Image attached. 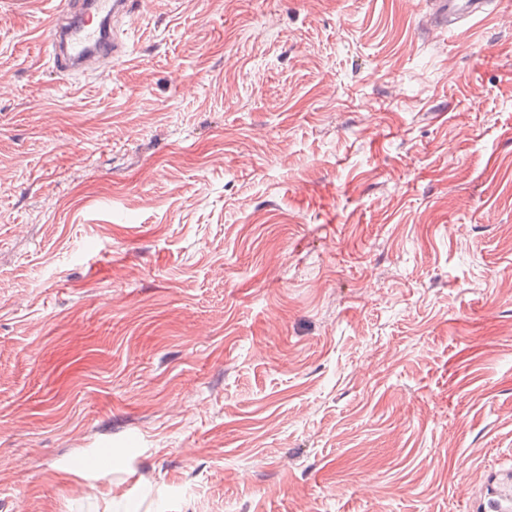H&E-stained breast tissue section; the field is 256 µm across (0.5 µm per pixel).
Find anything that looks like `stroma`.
<instances>
[{
    "label": "stroma",
    "instance_id": "obj_1",
    "mask_svg": "<svg viewBox=\"0 0 512 512\" xmlns=\"http://www.w3.org/2000/svg\"><path fill=\"white\" fill-rule=\"evenodd\" d=\"M0 0V512H468L512 465V0H140L56 79ZM441 19L448 22V30L456 28L466 20L486 12L488 0H443Z\"/></svg>",
    "mask_w": 512,
    "mask_h": 512
}]
</instances>
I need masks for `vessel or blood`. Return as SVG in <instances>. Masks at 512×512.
Wrapping results in <instances>:
<instances>
[{"label":"vessel or blood","instance_id":"vessel-or-blood-1","mask_svg":"<svg viewBox=\"0 0 512 512\" xmlns=\"http://www.w3.org/2000/svg\"><path fill=\"white\" fill-rule=\"evenodd\" d=\"M488 0H443L441 18L449 28L485 13ZM137 7L136 0H61L40 35L52 71L66 76L81 71L110 72L113 61L124 55V45L111 29L113 19L125 18ZM480 512H512V471L488 476Z\"/></svg>","mask_w":512,"mask_h":512}]
</instances>
